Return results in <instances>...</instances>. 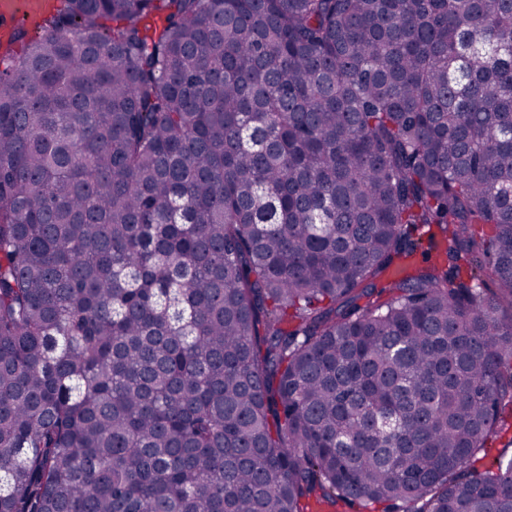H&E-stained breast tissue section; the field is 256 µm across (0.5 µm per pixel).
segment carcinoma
<instances>
[{"label": "carcinoma", "instance_id": "1", "mask_svg": "<svg viewBox=\"0 0 512 512\" xmlns=\"http://www.w3.org/2000/svg\"><path fill=\"white\" fill-rule=\"evenodd\" d=\"M59 2L0 52V512H512V0Z\"/></svg>", "mask_w": 512, "mask_h": 512}]
</instances>
